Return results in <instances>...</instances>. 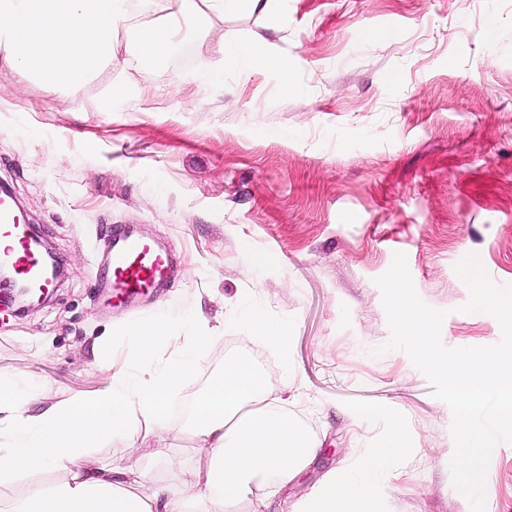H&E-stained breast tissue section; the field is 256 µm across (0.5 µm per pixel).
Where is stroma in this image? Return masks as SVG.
<instances>
[{"mask_svg":"<svg viewBox=\"0 0 512 512\" xmlns=\"http://www.w3.org/2000/svg\"><path fill=\"white\" fill-rule=\"evenodd\" d=\"M225 30L274 42L287 75L225 64L201 86L218 37L183 23L189 55L120 75L121 103L101 74L79 95L50 94L21 72L0 73V182L52 247L64 277L23 314L0 309V372L30 386V411L108 386L135 371L114 327L164 319L180 338L211 341L184 377L164 428L147 420L94 449L102 465L149 469L168 437L184 463L199 455L180 406L238 358L270 399L322 446L274 501L234 512H285L379 445L368 404L400 410L409 446L385 477L375 512H471L452 484V413L390 337L376 278L404 253L414 287L446 311L450 348L501 339L491 315L462 312L456 263L478 255L512 284V0H286L278 21L231 15ZM164 242L168 288L133 313L106 306L97 252L114 226ZM265 259L252 266L253 256ZM288 325L292 382L279 356L250 334L248 307ZM486 512H512V443L488 466Z\"/></svg>","mask_w":512,"mask_h":512,"instance_id":"1","label":"stroma"}]
</instances>
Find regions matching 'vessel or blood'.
<instances>
[{
	"label": "vessel or blood",
	"mask_w": 512,
	"mask_h": 512,
	"mask_svg": "<svg viewBox=\"0 0 512 512\" xmlns=\"http://www.w3.org/2000/svg\"><path fill=\"white\" fill-rule=\"evenodd\" d=\"M0 262L10 265L17 278L40 296L54 282L41 254L30 240V226L9 193L0 192ZM110 273L113 303L135 307L139 298L164 288L169 255L164 246L144 238L131 225L116 226L103 256Z\"/></svg>",
	"instance_id": "1"
}]
</instances>
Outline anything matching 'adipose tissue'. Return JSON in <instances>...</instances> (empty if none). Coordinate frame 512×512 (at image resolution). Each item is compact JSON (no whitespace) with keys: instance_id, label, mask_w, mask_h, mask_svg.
Listing matches in <instances>:
<instances>
[{"instance_id":"adipose-tissue-1","label":"adipose tissue","mask_w":512,"mask_h":512,"mask_svg":"<svg viewBox=\"0 0 512 512\" xmlns=\"http://www.w3.org/2000/svg\"><path fill=\"white\" fill-rule=\"evenodd\" d=\"M279 0H0V71H24L46 92L79 94L102 72L118 74L130 61L146 63L178 45L182 22L198 34L219 33L225 60L245 72L284 68L274 43L225 31L226 13L244 11L273 18ZM162 10L161 23L139 28L134 53L121 51L120 26L135 4ZM115 337L135 339L140 367L112 377L104 390L73 396L36 415L24 410L20 380L0 373V413H10L0 440V504L5 512H226L255 490L286 487L307 469L317 444L283 409L261 397V378L249 363L224 362L216 381L194 404L192 433L203 450L182 489L149 490L139 468L97 465L92 448L128 433L137 417L162 422L181 379L209 342L192 337L167 363L156 361L162 340L175 325L152 322L114 328ZM358 417H383L384 445L353 460L348 473L331 474L318 491L296 501L290 512H364L377 497V479L396 470L406 446L399 412L365 407ZM61 473L56 484L34 485L13 494L23 473Z\"/></svg>"}]
</instances>
